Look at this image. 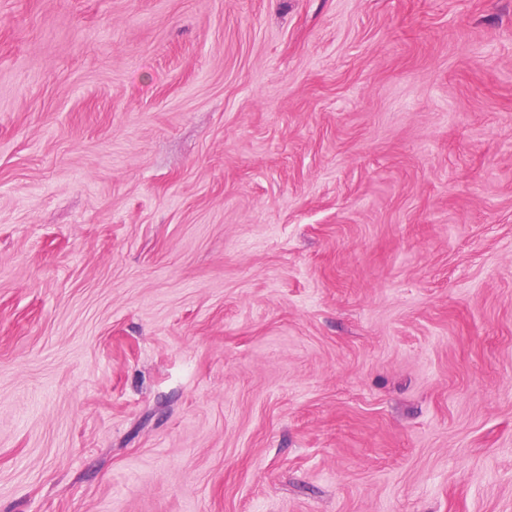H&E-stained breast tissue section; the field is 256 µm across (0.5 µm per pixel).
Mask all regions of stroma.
Wrapping results in <instances>:
<instances>
[{
	"label": "stroma",
	"mask_w": 512,
	"mask_h": 512,
	"mask_svg": "<svg viewBox=\"0 0 512 512\" xmlns=\"http://www.w3.org/2000/svg\"><path fill=\"white\" fill-rule=\"evenodd\" d=\"M0 512H512V0H0Z\"/></svg>",
	"instance_id": "1"
}]
</instances>
